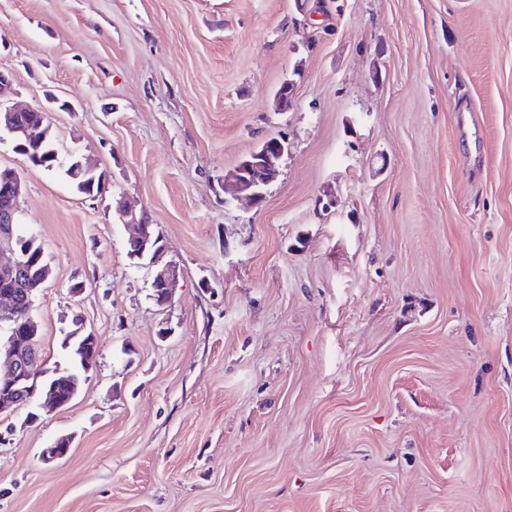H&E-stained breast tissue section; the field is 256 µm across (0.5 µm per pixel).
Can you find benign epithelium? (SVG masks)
<instances>
[{
    "mask_svg": "<svg viewBox=\"0 0 512 512\" xmlns=\"http://www.w3.org/2000/svg\"><path fill=\"white\" fill-rule=\"evenodd\" d=\"M47 112L42 107L3 106L0 103V141L22 135L30 143H42L50 134V123L20 125L17 113ZM288 151V144L281 138L274 142L271 150L255 151L252 159L240 163L229 176L224 178V194L231 200L247 198L256 204L264 199V190L279 174V161ZM24 191L21 175L11 169L0 170V193L9 196L15 205L0 212V279L5 288L0 290V324H6V336L0 339V411L20 408L30 398L41 392L40 408L50 412L70 405L79 389V377L55 372L43 386L39 385L46 371L40 351L33 346L38 340V326L31 318L18 315L19 304L34 305L35 291L48 280L51 270L36 279L27 268L24 255L18 249L17 221L20 207L17 205ZM123 224L128 228L127 242L146 250L151 242L150 225L133 218V211H120ZM178 287V272L171 265L164 266L153 278L151 288L153 299L159 306L171 304ZM72 446V439L65 436L56 440L53 446L41 451L45 462H52L66 456Z\"/></svg>",
    "mask_w": 512,
    "mask_h": 512,
    "instance_id": "7a95c632",
    "label": "benign epithelium"
}]
</instances>
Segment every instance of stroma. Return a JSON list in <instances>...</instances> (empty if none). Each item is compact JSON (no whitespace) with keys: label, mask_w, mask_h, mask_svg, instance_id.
Wrapping results in <instances>:
<instances>
[{"label":"stroma","mask_w":512,"mask_h":512,"mask_svg":"<svg viewBox=\"0 0 512 512\" xmlns=\"http://www.w3.org/2000/svg\"><path fill=\"white\" fill-rule=\"evenodd\" d=\"M0 70L109 178L0 142L47 370L73 313L98 342L68 408L0 412V512H512V0H0ZM276 136L264 138L252 159L240 163L229 176L224 178V195L231 200L247 198L255 204L264 199V190L279 174V161L288 150L285 139L279 138L271 146V151L261 150L265 144L275 140ZM123 224L128 228L129 235L127 242L130 244H136L141 248V255L147 248V245L151 242L152 233L150 231V224H144L142 221L133 218V211L119 210ZM132 217L131 219H127ZM178 272L174 266L165 265L153 278L151 288L158 306L171 304L178 287Z\"/></svg>","instance_id":"35a3bbf8"}]
</instances>
